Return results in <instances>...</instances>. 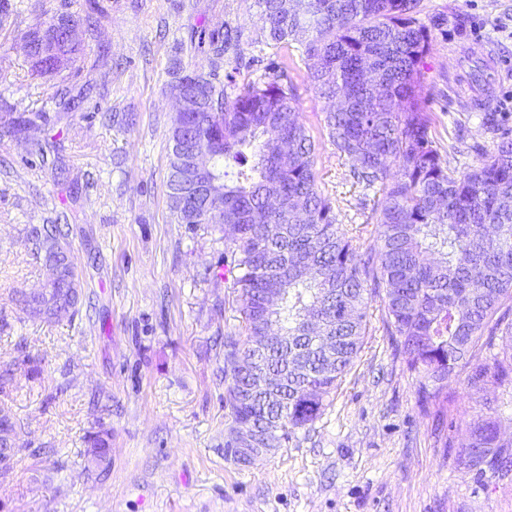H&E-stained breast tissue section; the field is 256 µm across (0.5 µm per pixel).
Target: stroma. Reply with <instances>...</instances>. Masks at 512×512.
<instances>
[{
	"instance_id": "35a3bbf8",
	"label": "stroma",
	"mask_w": 512,
	"mask_h": 512,
	"mask_svg": "<svg viewBox=\"0 0 512 512\" xmlns=\"http://www.w3.org/2000/svg\"><path fill=\"white\" fill-rule=\"evenodd\" d=\"M11 2L0 26V359L26 352L40 370L19 368L0 391L22 444L0 474V512H512V476L459 466L436 441L375 302L364 348L322 415L253 465L225 460L220 339L239 326L234 257L218 226L177 223L167 205L172 67L232 85L288 64L337 222L371 221L322 130L327 104L307 87L299 52L257 43L253 0ZM61 12L92 17L79 31L84 55L33 76L22 36ZM417 18L432 45L422 71L435 140L465 171L512 131V0H420ZM236 27L242 38L214 61L210 34ZM88 84L92 94L58 115V93ZM463 95L478 110H465ZM32 112L44 120L12 133ZM39 224L63 228L81 283L75 316L34 319L15 302L50 275L27 238ZM469 373L457 369L452 383L450 436L464 442L487 399L512 434V392L492 386L478 398ZM97 395L112 399L100 417L112 429L103 480L88 475L83 442Z\"/></svg>"
}]
</instances>
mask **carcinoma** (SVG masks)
I'll return each mask as SVG.
<instances>
[{
  "mask_svg": "<svg viewBox=\"0 0 512 512\" xmlns=\"http://www.w3.org/2000/svg\"><path fill=\"white\" fill-rule=\"evenodd\" d=\"M420 0H254L258 43L302 47L307 81L332 102L323 128L356 183L373 193L372 242L363 246L336 223L315 173L316 147L301 119L297 86L283 65L267 80L245 77L230 88L216 73L173 72L170 94L202 95L183 125L181 144L217 153L224 200L210 213L181 208L175 157L165 192L179 224H218L235 254L242 327L224 337L225 406L231 425L224 459L236 461L238 428L272 425L273 450L317 420L362 351L367 309L379 299L383 329L415 381L420 407L444 425L448 383L472 366L469 390L512 388V136L504 132L479 165H448L426 112L422 64L431 41L416 18ZM239 38H212L221 59ZM81 46L59 34L25 52L32 74L53 75L76 62ZM56 273L48 289L16 301L34 318L76 313L80 289L59 225L29 230ZM275 309L265 312L271 293ZM505 341L503 352L495 340ZM281 377L267 402L246 397L255 381L238 370L253 348ZM489 357L478 361L481 351ZM21 353L0 363V389ZM472 418L457 460L500 478L512 470V437L497 406ZM92 471H109L112 429L97 424L84 438ZM19 447L14 424L0 415V455Z\"/></svg>",
  "mask_w": 512,
  "mask_h": 512,
  "instance_id": "obj_1",
  "label": "carcinoma"
}]
</instances>
